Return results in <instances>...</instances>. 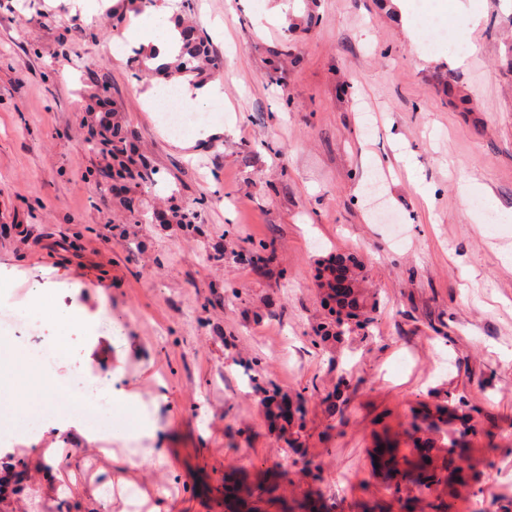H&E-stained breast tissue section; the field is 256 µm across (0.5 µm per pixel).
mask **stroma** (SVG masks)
I'll return each instance as SVG.
<instances>
[{"label":"stroma","mask_w":512,"mask_h":512,"mask_svg":"<svg viewBox=\"0 0 512 512\" xmlns=\"http://www.w3.org/2000/svg\"><path fill=\"white\" fill-rule=\"evenodd\" d=\"M178 6L224 60V137L191 148L145 110L170 76L132 77L111 9L0 0V306L50 300L40 334L68 347L54 380H112L158 425L90 444L0 409V512H123L95 493L129 447L154 451L138 484L160 512H512V223L478 221L512 206V0H453L460 31L423 0L407 20L392 0ZM94 67L155 171L132 209L95 187ZM337 259L374 321L319 344L318 274ZM257 360L289 404L307 398L288 430L250 383ZM387 441L395 461L375 466Z\"/></svg>","instance_id":"35a3bbf8"}]
</instances>
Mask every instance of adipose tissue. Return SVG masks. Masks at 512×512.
Instances as JSON below:
<instances>
[{"mask_svg":"<svg viewBox=\"0 0 512 512\" xmlns=\"http://www.w3.org/2000/svg\"><path fill=\"white\" fill-rule=\"evenodd\" d=\"M175 3L176 0H165L160 8L153 11L150 18L126 34L129 43L140 46L146 53L149 67L156 68L174 62L181 52L180 33L172 20L176 10ZM175 84L180 90L181 106L189 113L206 110L224 97L221 83L216 79H199L194 75L184 74L176 79ZM22 385L48 398L59 392L58 386L38 376L27 362L15 359L10 344L0 340V404L8 405L12 388ZM129 400V395L124 392L113 391L111 408L102 412L104 426L87 424L79 414L68 415L66 426L89 443L105 436L123 440L131 435L147 432L146 424L120 417V408L126 406Z\"/></svg>","mask_w":512,"mask_h":512,"instance_id":"adipose-tissue-1","label":"adipose tissue"}]
</instances>
